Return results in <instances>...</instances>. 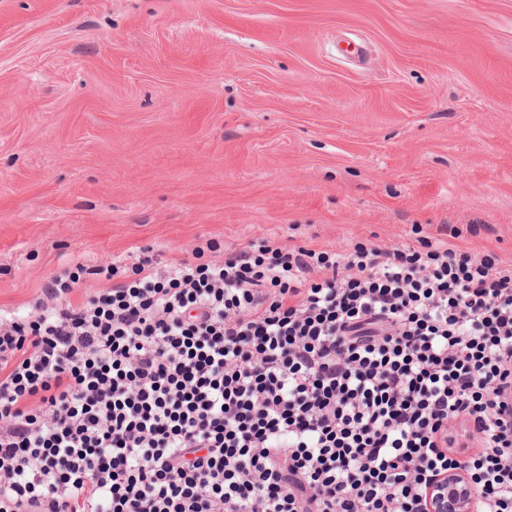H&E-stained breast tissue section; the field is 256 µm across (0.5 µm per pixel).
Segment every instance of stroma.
Returning <instances> with one entry per match:
<instances>
[{
    "instance_id": "stroma-1",
    "label": "stroma",
    "mask_w": 512,
    "mask_h": 512,
    "mask_svg": "<svg viewBox=\"0 0 512 512\" xmlns=\"http://www.w3.org/2000/svg\"><path fill=\"white\" fill-rule=\"evenodd\" d=\"M512 261V0H0V311L207 240Z\"/></svg>"
}]
</instances>
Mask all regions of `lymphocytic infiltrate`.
<instances>
[{
  "label": "lymphocytic infiltrate",
  "mask_w": 512,
  "mask_h": 512,
  "mask_svg": "<svg viewBox=\"0 0 512 512\" xmlns=\"http://www.w3.org/2000/svg\"><path fill=\"white\" fill-rule=\"evenodd\" d=\"M457 236L51 278L0 316V512H424L460 467L512 512V264Z\"/></svg>",
  "instance_id": "1"
}]
</instances>
